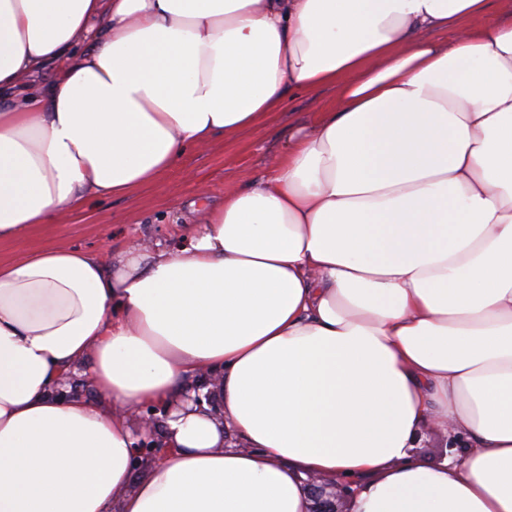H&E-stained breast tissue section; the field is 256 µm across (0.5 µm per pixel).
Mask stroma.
Wrapping results in <instances>:
<instances>
[{
	"label": "stroma",
	"instance_id": "stroma-1",
	"mask_svg": "<svg viewBox=\"0 0 512 512\" xmlns=\"http://www.w3.org/2000/svg\"><path fill=\"white\" fill-rule=\"evenodd\" d=\"M337 106L329 88L286 90L281 107L270 118L231 138L219 136L190 147L179 164L154 183L121 197L89 201L81 209L61 213L56 223L1 240L0 262L63 247L94 253L108 263L125 250L172 246L201 211L222 206L225 193L262 177L270 158L282 151L293 133Z\"/></svg>",
	"mask_w": 512,
	"mask_h": 512
}]
</instances>
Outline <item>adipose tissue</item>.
I'll return each instance as SVG.
<instances>
[{"label":"adipose tissue","mask_w":512,"mask_h":512,"mask_svg":"<svg viewBox=\"0 0 512 512\" xmlns=\"http://www.w3.org/2000/svg\"><path fill=\"white\" fill-rule=\"evenodd\" d=\"M0 0V240L335 90L181 245L0 263V512H512V0ZM96 32L78 53L80 35ZM57 65L55 82L22 92ZM89 365L99 400L67 394ZM219 377L134 480L122 413ZM429 424L467 447L440 464ZM417 448V454L426 463L437 464L448 455V447H457L459 450L466 448L464 441H458L455 445H448V434L435 427L425 430V437ZM329 483L318 476H312L309 479L308 486L310 494L314 500L312 512H343L339 510L337 501L344 497V491L339 489L333 493H327L326 489Z\"/></svg>","instance_id":"adipose-tissue-1"}]
</instances>
